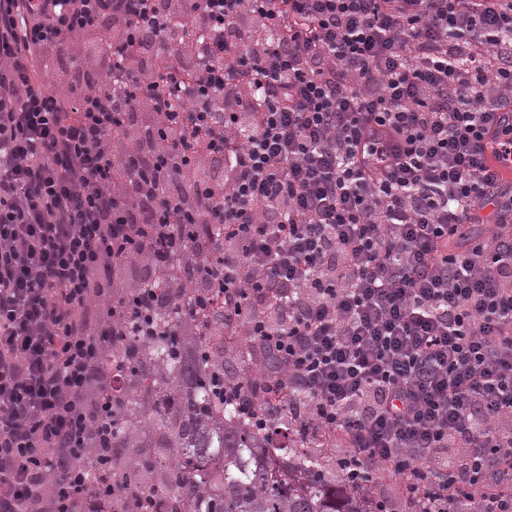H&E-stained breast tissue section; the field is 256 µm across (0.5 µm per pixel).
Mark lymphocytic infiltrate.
<instances>
[{
  "instance_id": "obj_1",
  "label": "lymphocytic infiltrate",
  "mask_w": 512,
  "mask_h": 512,
  "mask_svg": "<svg viewBox=\"0 0 512 512\" xmlns=\"http://www.w3.org/2000/svg\"><path fill=\"white\" fill-rule=\"evenodd\" d=\"M511 103L512 0H0V512H87L103 354L181 298L254 338L217 386L259 430L345 441L411 512H512V196L483 186ZM134 260L166 284L122 297ZM102 40L92 33L80 38L64 55L53 58L42 72L44 85L50 91H65L75 82L81 60L90 52L100 51Z\"/></svg>"
}]
</instances>
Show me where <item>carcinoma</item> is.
I'll use <instances>...</instances> for the list:
<instances>
[{"mask_svg":"<svg viewBox=\"0 0 512 512\" xmlns=\"http://www.w3.org/2000/svg\"><path fill=\"white\" fill-rule=\"evenodd\" d=\"M155 324L158 335L143 337L129 319L106 353L121 382L112 389V469L92 455L84 466L112 488L89 512H133L141 499L149 512H372L326 482L317 456L294 454L292 472L279 465L288 450L219 399L212 378L224 373V326L194 328L184 304L159 309Z\"/></svg>","mask_w":512,"mask_h":512,"instance_id":"1","label":"carcinoma"}]
</instances>
